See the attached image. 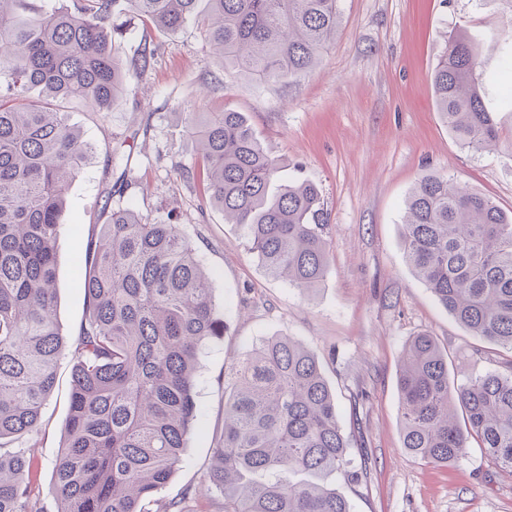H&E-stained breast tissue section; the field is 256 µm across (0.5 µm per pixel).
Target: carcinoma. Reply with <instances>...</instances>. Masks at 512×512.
I'll use <instances>...</instances> for the list:
<instances>
[{"mask_svg": "<svg viewBox=\"0 0 512 512\" xmlns=\"http://www.w3.org/2000/svg\"><path fill=\"white\" fill-rule=\"evenodd\" d=\"M0 0V446L42 429L61 359L71 356L54 512H192L219 492L222 512H349L339 479L357 485L351 442L323 365L302 343L256 344L231 381L224 433L206 490L148 504L170 481L197 418L194 386L207 341L224 334L210 276L179 225L111 205L78 257L84 317L74 336L57 318V238L65 190L93 147L67 122L76 101L107 112L155 49L128 62L112 41L131 13L169 36L198 20L224 68L257 82L306 74L336 36L340 0H73L24 9ZM491 38L512 71L505 34ZM437 110L459 145L491 151L500 123L483 94L478 44L457 32L433 69ZM205 192L238 227L265 272L301 291L327 273L317 186L279 181L280 163L243 112L185 113ZM405 257L435 300L473 335L512 349V214L446 176L421 177L405 200ZM402 448L429 464L466 455L469 439L512 472V365L452 388L448 356L427 335L404 347ZM25 451H0V512H46L30 496Z\"/></svg>", "mask_w": 512, "mask_h": 512, "instance_id": "carcinoma-1", "label": "carcinoma"}]
</instances>
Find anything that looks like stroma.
I'll use <instances>...</instances> for the list:
<instances>
[{"label": "stroma", "instance_id": "1", "mask_svg": "<svg viewBox=\"0 0 512 512\" xmlns=\"http://www.w3.org/2000/svg\"><path fill=\"white\" fill-rule=\"evenodd\" d=\"M335 39L318 64L294 80L259 83L222 69L196 22L169 36L132 21L116 48L135 57L143 43L155 61L116 107L95 113L72 104L71 125L94 147L65 194L57 250V317L74 335L84 314L74 261L105 223L104 192L117 179L112 138L138 177L127 204L154 222H170L210 272L227 330L201 358L195 387L196 427L160 500L200 486L224 430L232 369L262 339L285 334L325 367L356 462L358 485L340 484L350 512H512V476L478 446L448 464H429L402 446L400 357L421 333L448 354V377L505 371L512 350L472 336L434 299L401 247L405 199L422 175L438 173L490 196L512 212V158L461 148L436 109L432 69L443 34L512 32L507 0H342ZM246 113L280 178L307 179L320 191L330 241L328 270L311 294L270 278L240 231L190 179L198 162L183 119L187 112ZM148 135H140L141 127ZM62 359L43 410L45 432L22 440L37 464L32 499L49 502L70 392Z\"/></svg>", "mask_w": 512, "mask_h": 512}]
</instances>
